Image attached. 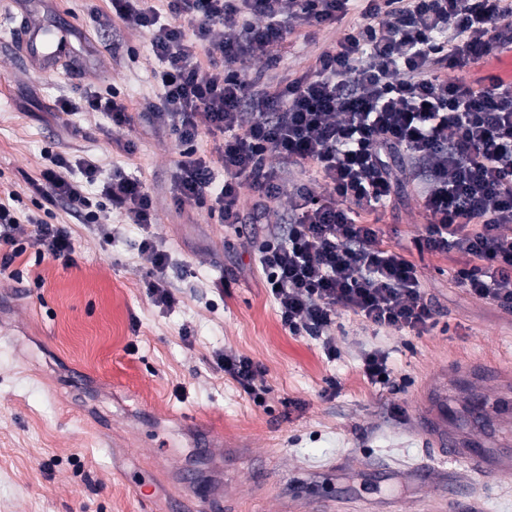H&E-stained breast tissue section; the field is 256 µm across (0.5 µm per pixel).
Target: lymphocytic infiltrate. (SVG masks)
Returning a JSON list of instances; mask_svg holds the SVG:
<instances>
[{
  "label": "lymphocytic infiltrate",
  "mask_w": 512,
  "mask_h": 512,
  "mask_svg": "<svg viewBox=\"0 0 512 512\" xmlns=\"http://www.w3.org/2000/svg\"><path fill=\"white\" fill-rule=\"evenodd\" d=\"M112 14L144 33L161 67V88L145 111L170 126L181 147L174 201L207 207L220 223H268L287 198L279 230L263 236L257 262L289 335H322L342 312L379 329L421 334L435 324L415 264L383 247L361 215L409 196L427 224L418 250L468 260L456 280L468 293L512 310V70L481 68L512 55V0H111ZM360 21L345 22L349 14ZM336 34L287 83L265 81L291 35ZM205 57H198L197 48ZM68 115L107 113L134 123L127 105L91 93L64 101ZM222 135L224 182L214 187L197 143ZM316 179L298 181V168ZM97 161L57 154L36 192L65 203L104 243L88 186L141 233L151 260L144 286L157 304L178 299L170 254L153 236L154 201L144 183ZM254 193L243 210L241 190ZM34 241L42 254L72 262L71 232L0 202V271ZM253 401L268 391L262 366L223 355L218 363Z\"/></svg>",
  "instance_id": "f902f5d3"
}]
</instances>
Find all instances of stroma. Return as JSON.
<instances>
[{"mask_svg":"<svg viewBox=\"0 0 512 512\" xmlns=\"http://www.w3.org/2000/svg\"><path fill=\"white\" fill-rule=\"evenodd\" d=\"M24 12L68 29L73 57L57 74L20 66L8 17ZM110 12L109 0H0V198L17 193L18 209L36 213L31 183L51 150L97 160L105 177L120 168L140 178L178 302L147 296L150 261L119 213H100L115 227L106 247L51 207L48 223L75 239L73 263L40 259L32 245L0 274V512H140L143 499L169 512L178 498L188 512L223 499L230 512H278L280 498L312 495L343 512L355 502L365 512H436L447 484L414 473L449 464L419 429L421 393L438 370L473 359L512 370V313L460 288L459 260L418 252L426 219L408 203L369 220L417 266L436 325L417 336L344 314L323 336L289 335L253 261L261 226L233 229L196 203L174 205L180 147L169 127L137 117L161 94L159 63L145 34L118 20L99 25ZM332 38H290L269 76L287 80ZM87 90L118 95L133 126L101 112L61 114L60 100ZM375 349L393 371L384 388L363 375ZM225 352L263 367V403L218 368ZM472 496L478 512H512V474L477 480Z\"/></svg>","mask_w":512,"mask_h":512,"instance_id":"1","label":"stroma"}]
</instances>
